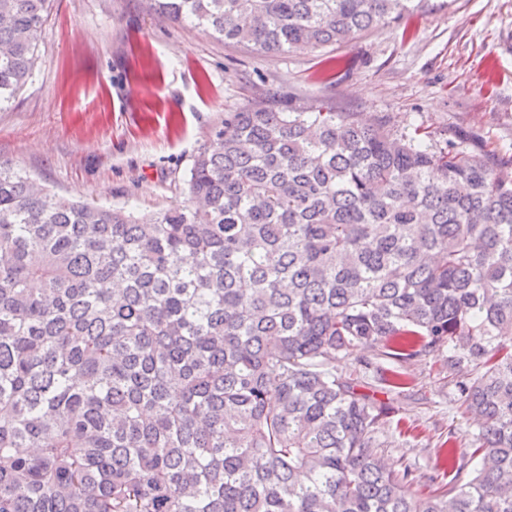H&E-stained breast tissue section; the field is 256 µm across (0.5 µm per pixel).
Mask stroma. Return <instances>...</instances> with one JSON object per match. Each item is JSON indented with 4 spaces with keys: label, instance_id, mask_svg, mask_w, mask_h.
Masks as SVG:
<instances>
[{
    "label": "stroma",
    "instance_id": "obj_1",
    "mask_svg": "<svg viewBox=\"0 0 512 512\" xmlns=\"http://www.w3.org/2000/svg\"><path fill=\"white\" fill-rule=\"evenodd\" d=\"M40 63L0 111V162L68 199L151 215L188 203L187 174L224 117L259 99L387 114L404 132L467 136L512 157V0H424L341 45L261 53L228 45L149 0H53ZM432 353L390 401L391 468L437 473L448 386Z\"/></svg>",
    "mask_w": 512,
    "mask_h": 512
}]
</instances>
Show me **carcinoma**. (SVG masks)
<instances>
[{
	"label": "carcinoma",
	"instance_id": "1",
	"mask_svg": "<svg viewBox=\"0 0 512 512\" xmlns=\"http://www.w3.org/2000/svg\"><path fill=\"white\" fill-rule=\"evenodd\" d=\"M150 2L276 53L423 0ZM49 9L0 0V111ZM460 141L260 101L140 219L0 165V512H512V159ZM431 352L468 427L422 496L376 394Z\"/></svg>",
	"mask_w": 512,
	"mask_h": 512
}]
</instances>
